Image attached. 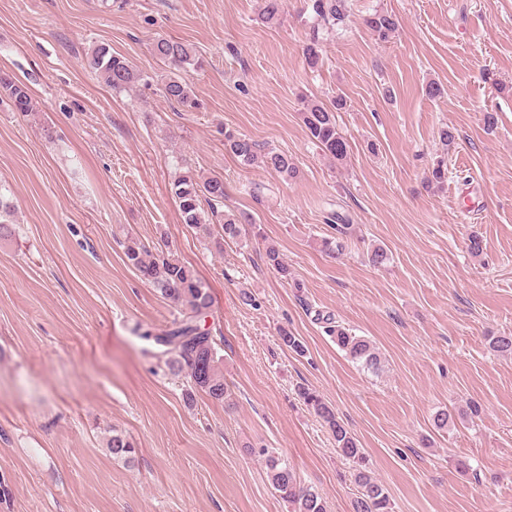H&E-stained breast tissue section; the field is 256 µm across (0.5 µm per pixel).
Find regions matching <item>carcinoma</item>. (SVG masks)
I'll use <instances>...</instances> for the list:
<instances>
[{
	"label": "carcinoma",
	"mask_w": 512,
	"mask_h": 512,
	"mask_svg": "<svg viewBox=\"0 0 512 512\" xmlns=\"http://www.w3.org/2000/svg\"><path fill=\"white\" fill-rule=\"evenodd\" d=\"M307 7L311 10L313 25L302 53L307 66L314 69L322 61L323 33L333 31L343 24L349 16L350 4L349 0H310ZM365 23L383 42L392 37L398 26L397 19L382 10L374 11ZM152 53L176 70L188 64L201 65L188 45L172 39H156L152 43ZM90 67L114 89H130L143 80L142 74L126 58L112 52V48L106 44H100L92 50ZM162 94L166 100L184 107L192 108L195 105L189 85L179 77L169 78L162 88ZM2 97L16 112L36 111L28 87L0 75ZM346 105V100L341 96L328 102L310 100L303 112V123L310 140L326 156L337 162L345 161L349 154L347 140L336 124V113L345 109ZM224 149L244 166L262 167L285 179L293 178L297 173L296 164L288 154L273 149L265 150L253 140L232 131L224 132ZM447 180L448 167L441 161L432 168L426 182L427 186L440 189ZM172 193L182 222L211 234L210 221L220 215V208L224 206V180L217 176L202 180L188 171L174 180ZM248 222L250 218L245 214L224 218V224L221 225L224 237H239L241 225ZM123 248L128 265L137 270L141 278L162 297L173 300L179 306V317L174 321L173 328L158 335L149 331L142 333L144 339L158 346V350L151 352L152 357L165 363L171 372L185 375L188 388L183 397L188 404L194 403L197 392L204 393L215 402L224 401L228 387L219 369L217 343L211 333L202 328L211 306V297L205 284L191 265L164 254L152 258L145 245L133 238L127 239ZM265 262L282 279L291 277L290 268L276 246L266 247ZM326 332L352 362L374 372L380 369V355L370 340L352 334L339 324H330ZM279 339L292 352L298 355L305 353L301 338L292 332L280 331ZM489 348L500 355H512V335L491 337ZM297 394L328 429L336 450L352 464L354 483L358 487V495L352 502L353 512H393L388 491L371 476L365 463L364 450L359 448L357 439L338 418L334 409L308 387H298ZM108 449L112 457L127 462L136 454V448L121 433L112 434ZM261 453L265 456L271 487L288 503L292 512H325L321 495L315 489L297 482L287 460L266 448L261 449Z\"/></svg>",
	"instance_id": "obj_1"
}]
</instances>
